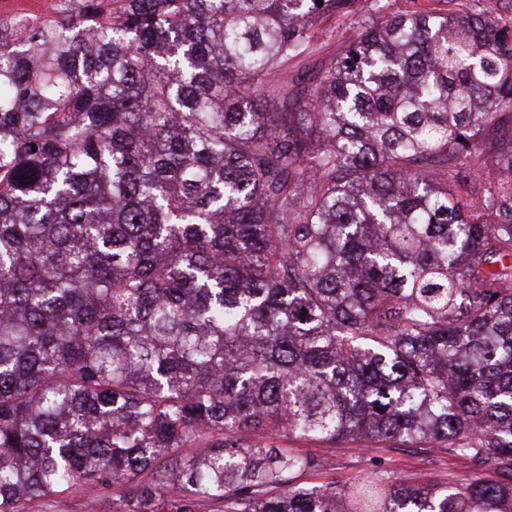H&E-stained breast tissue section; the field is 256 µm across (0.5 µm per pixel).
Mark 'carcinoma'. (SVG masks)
Segmentation results:
<instances>
[{
	"label": "carcinoma",
	"mask_w": 512,
	"mask_h": 512,
	"mask_svg": "<svg viewBox=\"0 0 512 512\" xmlns=\"http://www.w3.org/2000/svg\"><path fill=\"white\" fill-rule=\"evenodd\" d=\"M407 2L0 29V512H512V0ZM291 437L479 475L312 483ZM321 26L329 32L323 34L319 39L320 50L315 58L328 65L335 59L343 45L357 35L358 27L350 18L346 20L332 18L322 23ZM92 497V492L85 489H77L60 496L46 505L36 506L38 512H87L85 501Z\"/></svg>",
	"instance_id": "carcinoma-1"
}]
</instances>
